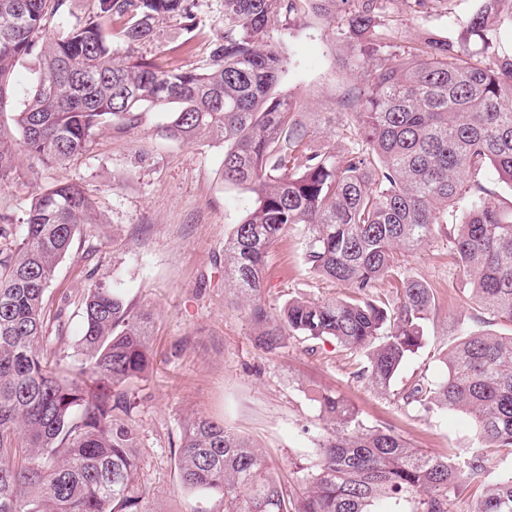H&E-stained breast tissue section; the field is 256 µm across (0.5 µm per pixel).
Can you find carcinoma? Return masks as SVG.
<instances>
[{
	"label": "carcinoma",
	"instance_id": "1",
	"mask_svg": "<svg viewBox=\"0 0 512 512\" xmlns=\"http://www.w3.org/2000/svg\"><path fill=\"white\" fill-rule=\"evenodd\" d=\"M348 5L365 78L340 107L353 119L347 147L312 145L300 105L277 89L288 57L273 25ZM85 20L55 32L67 0H0V112L12 108L19 61L41 68L13 112L27 153L46 166L82 154L109 125L133 126L161 112V135L224 143V182L255 194L224 241V288L247 303L255 347L272 353L299 336L363 360L355 375L388 389L422 347L436 306L432 288L400 273L398 251L426 244L450 224L448 249L476 304L512 324V53L497 49L512 0H480L453 40L433 34L391 68L373 64L387 38L381 0H220L224 33L193 69L160 67L135 54L160 26L195 30L194 0H96ZM120 29L109 34L104 22ZM483 43L474 58L471 40ZM0 131V179L15 172ZM493 169L509 196L484 180ZM101 223L84 188L58 184L32 201L23 234L0 246V512H146L136 486V428L126 387L150 372L151 313L106 280L81 303L74 337L79 372L43 347L69 317L47 311L46 292L79 227ZM302 225L303 265L348 287L322 302L293 298L272 316L262 302L266 258L290 225ZM399 277L394 299L373 295ZM444 375L404 389L423 407L468 413L470 448L431 455L389 429L368 427L343 397L316 402L327 422L316 458L300 467L305 489L275 478L261 449L224 422L188 421L177 449L180 482L224 500V512H453L465 486L473 512H512V473L487 481L488 448L512 450V335L471 330L444 357Z\"/></svg>",
	"mask_w": 512,
	"mask_h": 512
}]
</instances>
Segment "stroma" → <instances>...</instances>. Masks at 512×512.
<instances>
[{
    "label": "stroma",
    "mask_w": 512,
    "mask_h": 512,
    "mask_svg": "<svg viewBox=\"0 0 512 512\" xmlns=\"http://www.w3.org/2000/svg\"><path fill=\"white\" fill-rule=\"evenodd\" d=\"M219 0H197L198 35L184 43L177 21L140 54L169 68L191 69L206 59L224 30ZM478 0H432L415 14L405 0H387L382 23L392 31L376 55L379 64L398 63L404 50L428 33L457 37ZM288 65L280 81L317 129L316 146L341 147L351 125L338 104L361 79L359 43L344 14L327 20L309 16L276 24ZM164 118L146 112L136 127L111 126L96 135L86 152L65 166H42L18 153L15 173L0 181V224L20 234L33 198L62 183L82 184L103 217L78 229L69 254L56 269L47 295L67 306L71 339L56 345L70 365L81 357L72 341L79 335L84 293L109 280L136 308L154 315V366L128 389L138 434V483L147 492V512H224L220 497H203L181 486L174 459L189 417L204 415L257 440L272 468L288 486L299 488V469L315 454L326 424L319 393L333 392L354 404L366 425L392 429L413 447L435 455L469 447L472 421L455 411L424 410L407 403L403 390L413 378L437 381L443 357L463 332L472 329L512 334V326L481 314L462 293L463 274L448 252L444 226L416 253L402 258L406 275L432 288L436 307L421 349L405 364L388 393L354 377L349 352L314 340H289L273 353L256 349L244 309L224 291V240L252 201L250 192L225 187L219 141L180 143L159 133ZM303 236L291 228L267 258L262 299L279 313L291 298H340L343 286L309 274L302 263Z\"/></svg>",
    "instance_id": "1"
}]
</instances>
